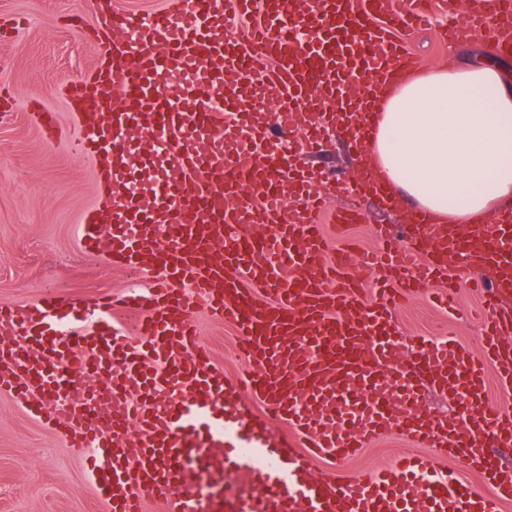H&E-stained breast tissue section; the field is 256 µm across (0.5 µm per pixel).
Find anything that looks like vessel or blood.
I'll return each mask as SVG.
<instances>
[{
  "label": "vessel or blood",
  "mask_w": 512,
  "mask_h": 512,
  "mask_svg": "<svg viewBox=\"0 0 512 512\" xmlns=\"http://www.w3.org/2000/svg\"><path fill=\"white\" fill-rule=\"evenodd\" d=\"M104 57L65 87L111 206L79 225L86 252L148 284L83 308L58 290L0 306V392L40 417L88 464L106 512H497L512 500V413L481 403L486 367L512 388V216L466 232L411 221L403 237L377 229L375 251H331L319 214L326 196L396 199L360 179L289 165L356 126L396 67L417 59L399 32L428 23L432 0H164L148 14L98 0ZM449 40L477 32L512 42V0L445 9ZM251 82L249 106L225 109L254 144L225 158L209 89ZM119 86V97L107 90ZM171 148L176 171L148 194L125 182L129 135ZM466 255L487 282L483 353L420 340L400 357L394 310L422 293L453 308L448 259ZM198 312L230 323L246 366L225 375L199 339ZM134 320L133 336L116 315ZM102 376L71 384L62 364ZM449 393L461 422L425 412V387ZM286 424L280 434L278 424ZM397 431L435 457L402 455L374 472L315 477L317 459L343 460ZM463 459L476 489L440 458Z\"/></svg>",
  "instance_id": "b4317fda"
}]
</instances>
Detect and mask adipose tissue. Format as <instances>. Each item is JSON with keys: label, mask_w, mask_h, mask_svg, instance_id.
<instances>
[{"label": "adipose tissue", "mask_w": 512, "mask_h": 512, "mask_svg": "<svg viewBox=\"0 0 512 512\" xmlns=\"http://www.w3.org/2000/svg\"><path fill=\"white\" fill-rule=\"evenodd\" d=\"M360 174L439 224L512 208V81L486 65L393 74L367 118Z\"/></svg>", "instance_id": "1"}]
</instances>
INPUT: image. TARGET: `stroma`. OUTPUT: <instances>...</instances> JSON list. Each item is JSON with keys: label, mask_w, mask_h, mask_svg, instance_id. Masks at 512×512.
Returning <instances> with one entry per match:
<instances>
[{"label": "stroma", "mask_w": 512, "mask_h": 512, "mask_svg": "<svg viewBox=\"0 0 512 512\" xmlns=\"http://www.w3.org/2000/svg\"><path fill=\"white\" fill-rule=\"evenodd\" d=\"M0 24L9 26L11 35L0 47V87L14 99L12 112L0 116V306L35 299L46 289L90 302L136 286V276L113 268L104 252H84L78 238L81 216L101 202L103 191L91 162L69 147L75 120L63 89L85 77L102 54L93 0H0ZM401 39L425 67L447 62L452 52L460 58L484 54L512 73V53L491 49L483 35L453 44L427 29ZM35 101L55 113V137L43 131L31 108ZM301 161L345 176L353 175L357 165L343 136L336 134ZM356 206L364 221L352 225L349 235L362 248L373 246L374 225L399 230L406 223V206L391 210L373 199L358 200ZM395 316L401 353L410 352L416 336H451L471 353L480 351L478 321L450 320L425 298L408 295ZM197 324L214 362L229 374L241 370L232 327L205 315ZM408 447L393 431L349 459L316 461L315 472H370ZM0 512H105L82 462L62 438L5 393H0Z\"/></svg>", "instance_id": "35a3bbf8"}]
</instances>
